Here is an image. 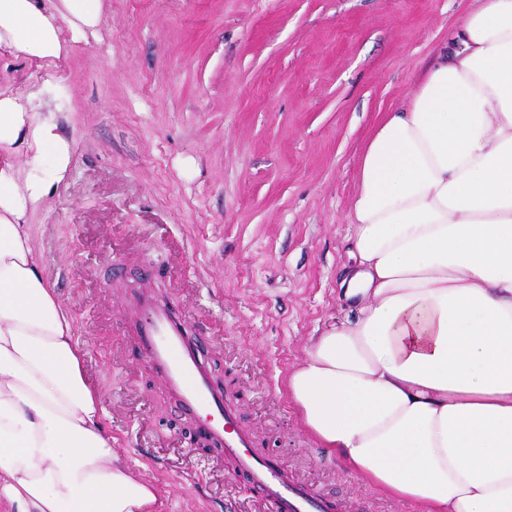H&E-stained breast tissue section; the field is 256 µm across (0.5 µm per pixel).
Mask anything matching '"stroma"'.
Here are the masks:
<instances>
[{"label": "stroma", "instance_id": "1", "mask_svg": "<svg viewBox=\"0 0 512 512\" xmlns=\"http://www.w3.org/2000/svg\"><path fill=\"white\" fill-rule=\"evenodd\" d=\"M470 0H103L52 67L0 45V91L31 101L71 165L28 216L123 461L158 512H266L199 447L135 347L128 301L153 289L209 343L256 455L342 512H414L328 457L286 391L349 304L364 148ZM201 472L200 481L182 482Z\"/></svg>", "mask_w": 512, "mask_h": 512}]
</instances>
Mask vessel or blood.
<instances>
[{
	"instance_id": "1",
	"label": "vessel or blood",
	"mask_w": 512,
	"mask_h": 512,
	"mask_svg": "<svg viewBox=\"0 0 512 512\" xmlns=\"http://www.w3.org/2000/svg\"><path fill=\"white\" fill-rule=\"evenodd\" d=\"M134 343L158 373L179 409L232 460L259 493L267 512H337L335 502L290 479L287 472L252 454L251 434L241 427L236 406L212 377L202 342L169 306L151 295L136 299Z\"/></svg>"
}]
</instances>
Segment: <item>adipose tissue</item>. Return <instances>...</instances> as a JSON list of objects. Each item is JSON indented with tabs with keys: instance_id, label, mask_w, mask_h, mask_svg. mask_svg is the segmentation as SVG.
<instances>
[{
	"instance_id": "obj_1",
	"label": "adipose tissue",
	"mask_w": 512,
	"mask_h": 512,
	"mask_svg": "<svg viewBox=\"0 0 512 512\" xmlns=\"http://www.w3.org/2000/svg\"><path fill=\"white\" fill-rule=\"evenodd\" d=\"M102 0H0V44L46 62ZM56 126L0 96V512H155L101 424L29 213L60 182ZM348 316L287 379L304 429L418 512H512V0H475L366 145Z\"/></svg>"
}]
</instances>
